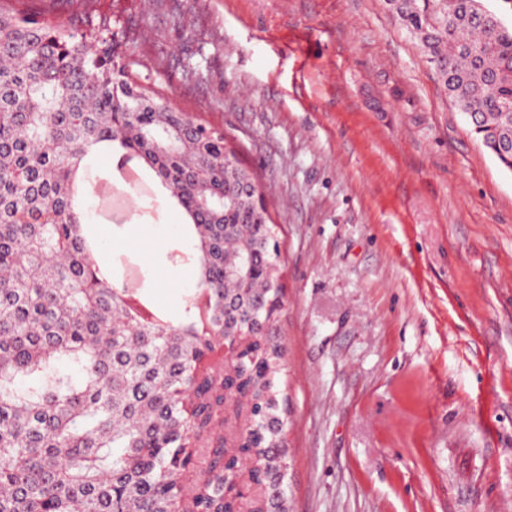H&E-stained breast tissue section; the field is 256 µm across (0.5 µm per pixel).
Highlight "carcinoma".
<instances>
[{
	"label": "carcinoma",
	"mask_w": 512,
	"mask_h": 512,
	"mask_svg": "<svg viewBox=\"0 0 512 512\" xmlns=\"http://www.w3.org/2000/svg\"><path fill=\"white\" fill-rule=\"evenodd\" d=\"M512 171V27L481 0H385ZM111 18L0 0V512H289L281 250L224 131L119 60ZM118 140L194 216L204 286L175 324L99 281L71 213ZM253 333L224 379V337ZM241 419L224 434V402Z\"/></svg>",
	"instance_id": "obj_1"
}]
</instances>
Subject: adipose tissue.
Returning <instances> with one entry per match:
<instances>
[{"mask_svg": "<svg viewBox=\"0 0 512 512\" xmlns=\"http://www.w3.org/2000/svg\"><path fill=\"white\" fill-rule=\"evenodd\" d=\"M125 149L120 142L90 144L74 177L72 209L77 232L110 287L124 284V264L140 266L141 286L163 315L187 322L193 313L188 297L203 282L200 238L190 213L145 161H138L142 179L150 186L149 198L132 196L127 219L115 223L101 214V186L123 187Z\"/></svg>", "mask_w": 512, "mask_h": 512, "instance_id": "1", "label": "adipose tissue"}]
</instances>
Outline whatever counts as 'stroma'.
Here are the masks:
<instances>
[{
  "instance_id": "obj_1",
  "label": "stroma",
  "mask_w": 512,
  "mask_h": 512,
  "mask_svg": "<svg viewBox=\"0 0 512 512\" xmlns=\"http://www.w3.org/2000/svg\"><path fill=\"white\" fill-rule=\"evenodd\" d=\"M281 245L291 512H512V172L384 0H95Z\"/></svg>"
}]
</instances>
